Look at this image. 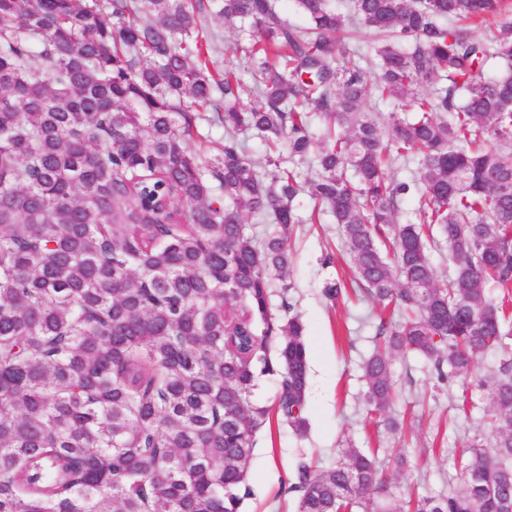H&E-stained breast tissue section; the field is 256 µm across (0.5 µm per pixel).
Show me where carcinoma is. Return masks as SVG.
I'll return each mask as SVG.
<instances>
[{
    "mask_svg": "<svg viewBox=\"0 0 512 512\" xmlns=\"http://www.w3.org/2000/svg\"><path fill=\"white\" fill-rule=\"evenodd\" d=\"M291 2L308 26L276 0H0V512H240L270 416L258 375L279 376L278 412L308 426L305 327L270 310L302 194L309 220L339 226L359 286L402 314L361 366L388 429L394 356L443 380L500 355L492 443L470 445L460 487L414 512H512V313L488 291L512 292V159L498 149L512 141V71L482 76L512 63V4ZM210 12L240 23L251 84L211 69ZM487 16L498 25L483 41L472 29ZM359 26L373 82L349 42ZM371 98L412 115L383 127ZM207 110L224 124L214 158L191 145ZM409 194L419 206L402 224ZM290 490L298 512H351L386 482L350 448L325 470L299 463Z\"/></svg>",
    "mask_w": 512,
    "mask_h": 512,
    "instance_id": "cac0c4a2",
    "label": "carcinoma"
}]
</instances>
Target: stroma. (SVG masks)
Segmentation results:
<instances>
[{
  "label": "stroma",
  "instance_id": "35a3bbf8",
  "mask_svg": "<svg viewBox=\"0 0 512 512\" xmlns=\"http://www.w3.org/2000/svg\"><path fill=\"white\" fill-rule=\"evenodd\" d=\"M291 264L285 280H273L271 310L280 314L289 301L305 325L309 348L305 436H297L278 415L257 431L250 465V495L242 512H297L291 492L298 462L335 466L348 447L375 448L380 463L404 455L409 468L387 471L392 496L399 501L447 491L471 439L489 442L485 412L499 357L480 355L467 379L445 382L433 366L411 356H396L392 376L398 390L394 416L403 435L375 425L364 401L361 364L371 352L380 323L378 305L355 291L354 265L337 225L330 221L297 225L290 239ZM345 282L350 293L338 301L324 295L327 285Z\"/></svg>",
  "mask_w": 512,
  "mask_h": 512
}]
</instances>
